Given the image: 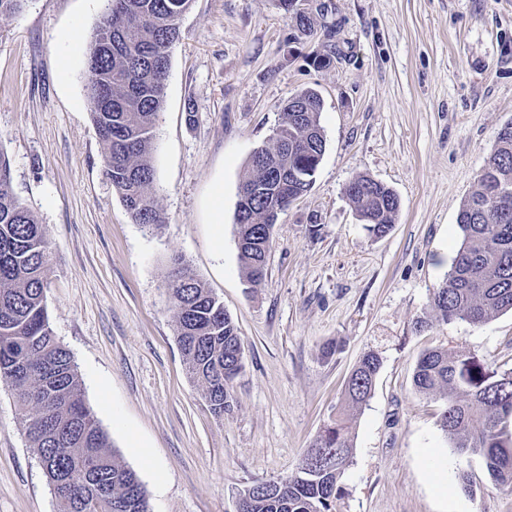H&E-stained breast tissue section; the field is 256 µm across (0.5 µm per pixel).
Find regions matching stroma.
I'll use <instances>...</instances> for the list:
<instances>
[{"mask_svg":"<svg viewBox=\"0 0 512 512\" xmlns=\"http://www.w3.org/2000/svg\"><path fill=\"white\" fill-rule=\"evenodd\" d=\"M321 2L318 31L294 44L280 0H192L156 121L153 190L166 222L153 232L103 173L85 95L104 0H30L0 18V155L51 244L50 326L151 512H236L244 489L294 473L371 349L382 367L354 418L336 512H512V492L450 448L442 399L412 382L418 354L435 347L512 369V312L413 328L432 314L430 293L461 243L459 210L512 123V0ZM327 49L332 66L309 63ZM308 88L323 100L325 153L251 285L236 246L238 186L285 101ZM358 175L399 197L384 237L344 193ZM177 261L238 327L244 368L220 416L176 341ZM331 340L342 349L327 360ZM0 512H63L1 381Z\"/></svg>","mask_w":512,"mask_h":512,"instance_id":"1","label":"stroma"}]
</instances>
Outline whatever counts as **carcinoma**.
Listing matches in <instances>:
<instances>
[{
    "mask_svg": "<svg viewBox=\"0 0 512 512\" xmlns=\"http://www.w3.org/2000/svg\"><path fill=\"white\" fill-rule=\"evenodd\" d=\"M191 0H106L89 45L86 98L104 145L103 171L135 223L156 229L164 217L152 196L155 122L164 104L170 50L180 37L179 21ZM295 30L314 33L315 20L289 10ZM323 104L306 89L283 106L277 129L283 139L252 157L239 188L252 189L247 223L236 225L238 259L250 284L266 274L274 224L269 212L283 191L296 199L308 191L325 152L320 124ZM344 193L376 237L393 228L400 202L393 189L358 175ZM457 223L462 241L447 277L432 289L433 322L473 326L512 311V124L504 126L463 203ZM50 246L36 213L15 196L9 167L0 156V380L24 410L29 447L47 464L48 483L64 479L55 492L64 512H148L138 475L121 465L107 433L81 396V380L70 351L54 336L45 303ZM168 288L176 310V338L190 377L210 409L224 414V381L243 368L238 329L224 305L188 267L171 273ZM378 353L367 352L345 386L336 417L318 434L303 459L329 456L315 475L298 470L286 479L256 482L245 489L247 512H336L340 478L352 454L354 413L367 406L381 369ZM413 385L445 399L440 428L450 447L479 458L493 481L512 490V371L498 373L477 357L447 348L420 353ZM97 467L112 497L84 505L85 472Z\"/></svg>",
    "mask_w": 512,
    "mask_h": 512,
    "instance_id": "carcinoma-1",
    "label": "carcinoma"
}]
</instances>
